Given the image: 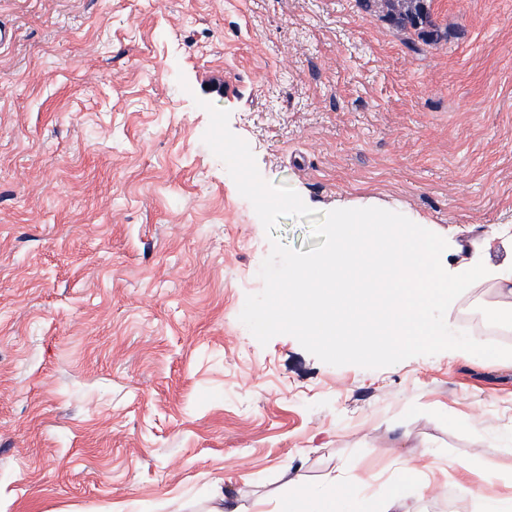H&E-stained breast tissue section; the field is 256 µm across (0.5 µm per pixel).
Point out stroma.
Returning a JSON list of instances; mask_svg holds the SVG:
<instances>
[{
    "instance_id": "35a3bbf8",
    "label": "stroma",
    "mask_w": 512,
    "mask_h": 512,
    "mask_svg": "<svg viewBox=\"0 0 512 512\" xmlns=\"http://www.w3.org/2000/svg\"><path fill=\"white\" fill-rule=\"evenodd\" d=\"M425 43L356 0H0V512H278L336 476L416 512L512 490V364L460 350L364 369L239 315L272 241L203 141L230 113L262 178L318 212L425 219L455 267L512 227V0H432ZM494 289L450 329L482 339ZM471 471L461 476L456 460ZM468 480L469 491L459 487Z\"/></svg>"
}]
</instances>
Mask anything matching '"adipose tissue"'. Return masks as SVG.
<instances>
[{
  "label": "adipose tissue",
  "instance_id": "obj_1",
  "mask_svg": "<svg viewBox=\"0 0 512 512\" xmlns=\"http://www.w3.org/2000/svg\"><path fill=\"white\" fill-rule=\"evenodd\" d=\"M496 288L500 304L512 308V257L498 265H475L472 261H461L456 274L450 280L451 287L460 288L470 283L473 274ZM413 479L402 476L392 481L384 498L362 496L349 499L346 489L336 481H329L318 488L299 487L293 500L284 502L283 512H294L303 506L304 512H413L409 503L408 489Z\"/></svg>",
  "mask_w": 512,
  "mask_h": 512
}]
</instances>
